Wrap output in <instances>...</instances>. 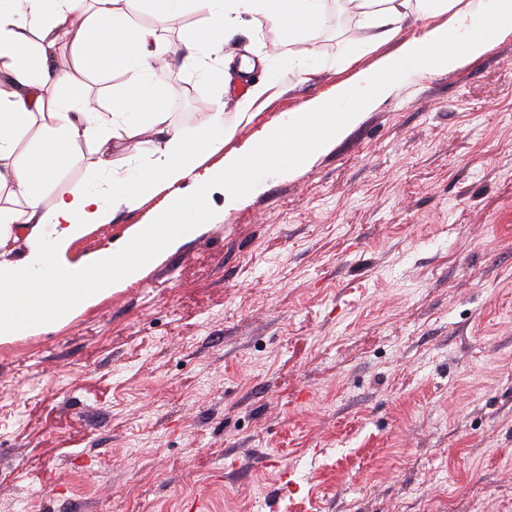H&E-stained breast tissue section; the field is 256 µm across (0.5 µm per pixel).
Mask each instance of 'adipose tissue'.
Listing matches in <instances>:
<instances>
[{
    "mask_svg": "<svg viewBox=\"0 0 512 512\" xmlns=\"http://www.w3.org/2000/svg\"><path fill=\"white\" fill-rule=\"evenodd\" d=\"M0 0V76L14 92L0 97V189L22 197L23 207L0 206V342L36 333L43 322L65 324L137 276L156 249H172L193 231L184 218L210 216L215 191L224 207H237L259 192L262 174L295 172L309 165L332 141L358 123L375 100L390 93L408 66L453 70L476 59L502 33L512 30V0H349L359 17L361 44L396 37L409 20L423 22L420 35L405 40L398 54L375 71L337 85L334 97L309 102L264 125L243 152L224 157L223 169L200 174L204 157L224 140V114L193 134L178 129L160 91L157 67L162 44L157 26L133 25L115 11V0ZM157 25L173 20L184 6L203 13L205 24L189 46L190 59L206 69L210 53L223 39L246 33L261 16L294 36L315 25L325 0H156ZM38 29L39 42L26 32ZM64 46L88 72L130 75V92L112 102V124L80 93L61 97L71 82L67 72L47 64L48 53ZM137 135V152L147 164L114 172L105 185L74 184L56 194L53 184L71 164L81 144L93 145L99 167L111 166L113 123ZM38 127V139L18 156L20 137ZM166 192L164 205L147 224L112 247L78 260L69 248L90 225L106 224L114 214L144 197ZM23 252H15L16 242Z\"/></svg>",
    "mask_w": 512,
    "mask_h": 512,
    "instance_id": "adipose-tissue-1",
    "label": "adipose tissue"
}]
</instances>
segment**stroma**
Returning a JSON list of instances; mask_svg holds the SVG:
<instances>
[{"label":"stroma","mask_w":512,"mask_h":512,"mask_svg":"<svg viewBox=\"0 0 512 512\" xmlns=\"http://www.w3.org/2000/svg\"><path fill=\"white\" fill-rule=\"evenodd\" d=\"M203 23L184 10L161 37L175 125L220 108L233 130L211 167L419 30L360 52L326 0L295 39L256 19L204 78ZM49 64L106 114L126 87L67 50ZM211 214L72 321L0 343V512H512V32L411 71L309 166Z\"/></svg>","instance_id":"1"}]
</instances>
